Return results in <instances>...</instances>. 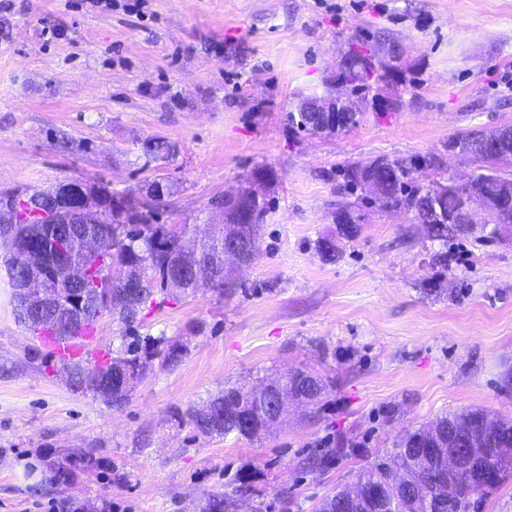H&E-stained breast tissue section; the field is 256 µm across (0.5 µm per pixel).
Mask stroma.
Wrapping results in <instances>:
<instances>
[{"label":"stroma","instance_id":"stroma-1","mask_svg":"<svg viewBox=\"0 0 512 512\" xmlns=\"http://www.w3.org/2000/svg\"><path fill=\"white\" fill-rule=\"evenodd\" d=\"M364 37L401 49L373 87L398 109L335 137L299 128L298 93L325 94ZM505 124L512 0H0V194L79 179L138 195L161 175L178 186L164 223L202 235L251 170L276 176L246 294L204 286L147 309L138 335L181 337L188 354L119 408L29 359L0 267V512H197L224 489L241 490L244 512H314L407 431L475 409L512 416V224L479 207L482 231L443 242L339 186L347 164L412 156L435 160L423 180L463 183L481 163L449 140ZM151 137L174 145L169 159L143 157ZM344 210L361 218L356 237L337 232ZM296 368L331 389L261 440L202 436L182 417L225 385ZM340 434L348 457L304 469ZM76 450L84 464L56 482L52 462Z\"/></svg>","mask_w":512,"mask_h":512}]
</instances>
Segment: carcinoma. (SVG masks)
Masks as SVG:
<instances>
[{
	"mask_svg": "<svg viewBox=\"0 0 512 512\" xmlns=\"http://www.w3.org/2000/svg\"><path fill=\"white\" fill-rule=\"evenodd\" d=\"M392 70L385 62L378 40H361L352 44L342 67L328 84L327 97L335 89L365 98L371 84L379 82ZM320 97L297 95L296 112L291 117L311 134L338 135L356 128L363 113L350 112L344 125L323 131L320 112L316 110ZM483 133L469 131L450 141V147L470 153L491 165L475 174L464 185L425 183L414 178L418 165L399 160L383 165L378 185L379 193L370 196L375 204L389 211L412 214L418 224L424 223L422 203L430 193L441 194L444 210L454 212L467 201L478 198L490 202L502 224H512V200L501 195L508 178L497 173L492 165L508 158L487 151L482 146ZM143 154L155 161L168 158L172 145L163 139L149 138L142 142ZM369 168L362 163H350L340 170L344 188L366 190L355 175ZM178 192L176 184L157 178L147 187L151 196L148 209L129 205V194L99 186L92 190L99 210L92 223L71 224L68 232L55 233L63 221L61 208L45 195L26 198L16 196L18 207L15 223L0 224V233L11 235L25 246L41 249L45 260L58 251H66L71 262L82 267L84 276L73 280L62 269L50 277L39 266H32L13 255L4 263L18 306V317L30 335L52 336L65 342L85 330L96 333L98 323L108 315L128 328L141 321L144 310L179 301L195 294L197 281L203 275L214 284L220 296L231 298L242 289V283L224 269V240L232 235L243 257L250 261L256 256L257 232L264 221L269 201L253 206V220L247 224H216L211 234L196 241V250L186 252L183 243L191 232L188 224H163L161 212L168 198ZM433 236L448 241V236H468L476 233L469 224H431ZM62 290L64 300L83 299L82 308L61 303L55 307L36 308L41 295ZM187 355V346L179 339L151 338L135 343L122 355L106 352L98 366L90 371L81 358L60 359L72 376L71 387L92 391L104 403L119 407L136 388L159 366L176 368ZM270 385L293 392L297 404L316 409L329 390V381L306 370H293L270 380ZM256 389L227 385L203 405L190 408L184 416L194 429L204 436L234 435L246 440L266 436L282 415L276 414L271 403L257 397ZM462 431L455 447L466 454L469 466L463 470H448V427ZM512 448V418L491 417L482 410L463 414H445L425 428L401 435L392 451L369 463L358 475V481L383 486L390 477L398 483L397 512H429V505L453 501L454 512H479L483 500L512 478V456L497 458L495 449ZM349 439L340 436L329 439L305 458L306 469L323 472L348 456ZM349 490L341 489L325 497L316 512H342V501ZM237 495L216 491L208 494L201 512H236Z\"/></svg>",
	"mask_w": 512,
	"mask_h": 512,
	"instance_id": "cac0c4a2",
	"label": "carcinoma"
}]
</instances>
